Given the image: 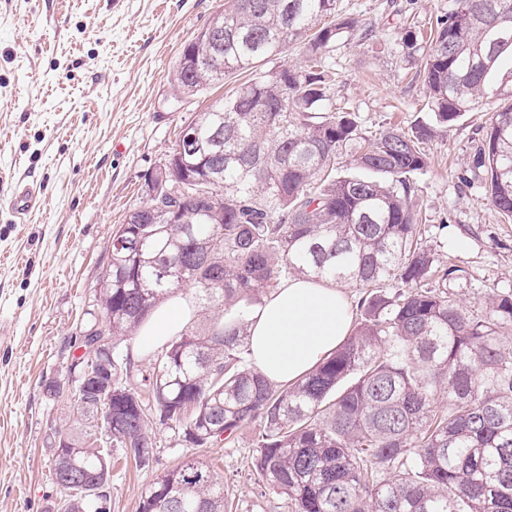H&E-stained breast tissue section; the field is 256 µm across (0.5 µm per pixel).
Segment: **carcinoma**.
<instances>
[{
	"label": "carcinoma",
	"instance_id": "carcinoma-1",
	"mask_svg": "<svg viewBox=\"0 0 512 512\" xmlns=\"http://www.w3.org/2000/svg\"><path fill=\"white\" fill-rule=\"evenodd\" d=\"M367 39L336 0H224L170 72L176 95H194L231 71L301 60L241 84L187 123L197 151L172 149L167 183L220 174L199 210L174 218L146 197L115 239L139 247L112 255L97 281L99 324L112 338L102 364L112 388V442L98 437L93 401L69 399L84 432L61 433L87 474L109 448L143 468L159 425L193 448L257 426L253 468L292 512H512V289L466 303L456 265L423 245L417 178L421 145L438 128L496 99L471 170L490 202L512 217V0H454L421 53L430 121L374 138L336 106L327 69L336 44ZM348 157L351 173L336 174ZM166 274H161V271ZM362 289L358 317L336 350L291 384L272 385L246 360V318L290 277ZM193 321L143 371L117 346L180 289ZM62 512H92L87 490L61 484ZM139 512H224V483L192 458L167 471Z\"/></svg>",
	"mask_w": 512,
	"mask_h": 512
}]
</instances>
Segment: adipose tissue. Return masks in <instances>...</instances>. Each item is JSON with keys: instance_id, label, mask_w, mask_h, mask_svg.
<instances>
[{"instance_id": "obj_1", "label": "adipose tissue", "mask_w": 512, "mask_h": 512, "mask_svg": "<svg viewBox=\"0 0 512 512\" xmlns=\"http://www.w3.org/2000/svg\"><path fill=\"white\" fill-rule=\"evenodd\" d=\"M193 312L192 300L171 298L149 315L139 342L163 346ZM352 322L350 301L336 285L309 278L282 281L248 316L250 358L270 383L293 382L336 350Z\"/></svg>"}]
</instances>
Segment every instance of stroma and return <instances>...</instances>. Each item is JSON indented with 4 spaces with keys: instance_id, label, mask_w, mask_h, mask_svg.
I'll return each instance as SVG.
<instances>
[{
    "instance_id": "obj_1",
    "label": "stroma",
    "mask_w": 512,
    "mask_h": 512,
    "mask_svg": "<svg viewBox=\"0 0 512 512\" xmlns=\"http://www.w3.org/2000/svg\"><path fill=\"white\" fill-rule=\"evenodd\" d=\"M224 0H0V512H57L49 437L77 414L50 400L46 380L65 376L68 346L106 267L112 234L144 199V176L169 154L193 113L231 95L239 71L203 93L175 98L169 73L182 49ZM453 0H337L339 13L371 27L370 41L339 42L329 70L337 101L363 135L410 130L428 113L420 56L403 48L401 26L434 29ZM497 103L463 114L423 146L418 180L423 242L465 272L457 288L479 301L512 288V219L474 179L470 159ZM40 205L17 224L16 185ZM254 428L207 449L170 429L156 432L155 461L112 465V512H138L151 485L194 456L224 482L229 512H292L259 482Z\"/></svg>"
}]
</instances>
